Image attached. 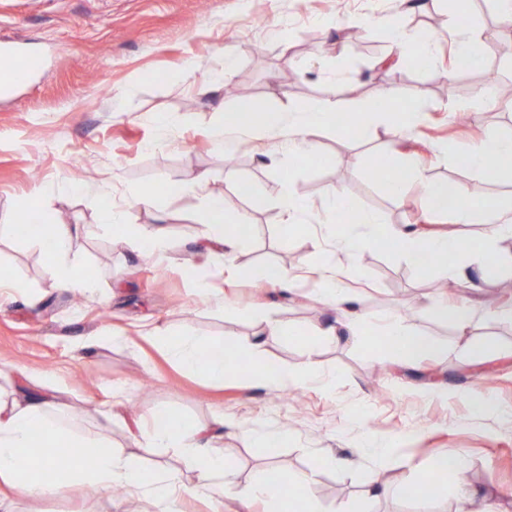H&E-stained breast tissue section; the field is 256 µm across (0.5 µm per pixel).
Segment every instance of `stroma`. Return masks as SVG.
<instances>
[{"mask_svg":"<svg viewBox=\"0 0 512 512\" xmlns=\"http://www.w3.org/2000/svg\"><path fill=\"white\" fill-rule=\"evenodd\" d=\"M470 13L483 64L452 73L444 0L408 10L398 0H0V42H27L44 57L26 86L0 95V220L18 221L29 196L41 192L54 222L75 227L70 257L96 280L74 306L73 292L55 288L45 273L36 246L22 237L0 240V271L13 282L0 288V368L9 372L0 395L25 397L36 391L35 376L54 375L73 425L95 430L100 410L111 409L113 446L151 473L180 463L177 449L147 447V414L173 412L208 430L223 420L219 444L236 481L259 482L280 468L309 474L315 512H456L453 481L431 498H408L406 489L432 456L461 448L471 487L498 512H512V322L492 315L495 306L512 305V293L498 295L500 278L455 292L474 309L461 336L452 324L414 312L435 295L437 271L414 266L394 245L359 251L344 270L358 306L376 317L405 313L407 325L441 347L439 357L412 365L356 337L307 347L262 334L270 321L315 329L336 319L314 296L327 252L314 235L336 221L325 205L330 189H341L355 210L377 212L385 224L422 236H484L487 227L478 221L425 212L418 187L394 197L367 180V159L392 141L401 140L426 179L454 182L475 200L512 204V178L493 181L436 158L444 148L466 151L490 129L512 135V111L487 106L482 89L488 68L512 83V29L492 0H472ZM393 14L408 28L437 33L430 69L403 60L385 68L396 51L382 42L374 20ZM228 50L236 59L230 79L240 88L234 99L203 91L223 72ZM389 85L415 110L410 127L400 133L379 121L366 143L337 127L321 129L315 158L289 156L277 136L218 132L219 103L223 111H277L330 101L351 113ZM458 112L469 113L467 124L454 123ZM202 172L207 192L223 195L252 226L233 254L204 246L202 193L190 188ZM164 182L187 190L132 206L136 195ZM290 182L310 208L305 229L286 240L281 197ZM107 199L128 207L131 223L162 227L163 263L145 257L135 237L114 238L101 224ZM271 266L288 268L291 288L263 285ZM201 280L208 291L198 288ZM154 326L224 339L230 359L235 347L254 348V361L272 369L297 370L312 360L332 371V384L303 385L300 411L272 399L266 385L237 376L216 384L184 370L161 343L143 340L142 331ZM477 396L487 410L476 409ZM255 431L288 437L269 448L252 439ZM373 437L396 445L387 456L370 452L349 467L322 466L323 457L350 456ZM375 482L383 494L370 495ZM134 505L158 512L145 494L106 500L82 489L20 509L130 512ZM177 508L279 512L271 499L247 502L230 493L183 495Z\"/></svg>","mask_w":512,"mask_h":512,"instance_id":"1","label":"stroma"}]
</instances>
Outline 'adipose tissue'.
Masks as SVG:
<instances>
[{"mask_svg":"<svg viewBox=\"0 0 512 512\" xmlns=\"http://www.w3.org/2000/svg\"><path fill=\"white\" fill-rule=\"evenodd\" d=\"M338 107L333 103H315L289 107L287 113L269 115L264 123L253 121L254 108L242 107L237 130L253 133H268L283 137L290 150L306 155L316 154L317 148L311 136L314 131L335 125ZM387 118L404 128L412 121L414 112L392 89H385L372 104L353 113V122L348 129L356 140H368L376 118ZM512 156V136L490 132L474 143L467 151L450 156L451 164L478 171H486L489 155ZM383 159L389 171L384 184L393 196L401 195L414 182L423 184V204L432 212L446 213L466 220L479 217L489 229L480 242L443 232L429 237L413 234L400 226L383 225L379 214L371 211L355 212L356 223L362 224L363 232L336 229L328 237L333 249L325 259L320 273L319 298L335 308L336 323L317 332L293 323H270L268 335L288 337L289 340L313 345L323 339L335 338L338 329L357 333L366 342L382 343L384 349L404 363H416L436 357L439 347L407 326L398 316L390 314L370 320L356 305L341 277L338 262L351 257L376 238L383 237L397 242L410 260H417L419 250H426L433 257L444 276L457 280H472L473 276H488L494 268L489 257L495 256L499 240L512 236V211L497 201L473 202L465 197L459 187L448 181H423L420 170L404 160L396 147H387ZM29 219L27 238L50 262L47 273L60 288L86 290L94 282L86 277L80 266L70 259L72 229L67 224H56L39 200H32L26 207ZM102 223L115 231H133L146 253L153 260H162L166 252L165 235L160 227L141 225L128 227V213L103 203L100 209ZM205 239L209 247L223 254H231L242 243L248 224L245 215L226 210L221 196H210L202 213ZM144 339H163L168 355L177 363L215 382H223L231 368L224 359V343L219 339H197L181 336L160 337L158 329L149 328ZM245 380L262 382L279 388L291 384L322 380L325 370L310 362L300 370L288 372L273 370L254 364L244 371ZM103 422L91 435H82L74 430L63 407L54 400L31 396L26 400L0 399V483L8 488L0 494V512H16L21 500H34L44 482L46 471L55 465V449H75L63 477L56 482L55 493L72 487H86L93 492L109 495L115 488L126 490L148 489L153 499L161 505L162 512H171L170 506L186 488L182 482L183 472L195 473L196 488L214 495L230 490L242 499L271 497L277 490L271 480L256 484L240 485L231 481L232 470L224 458L223 450L215 439L191 420H172L166 413H150L147 420L146 437L152 448H176L180 451L178 469L163 473H149L132 464L112 446L107 433L112 421L111 414H103Z\"/></svg>","mask_w":512,"mask_h":512,"instance_id":"1","label":"adipose tissue"}]
</instances>
